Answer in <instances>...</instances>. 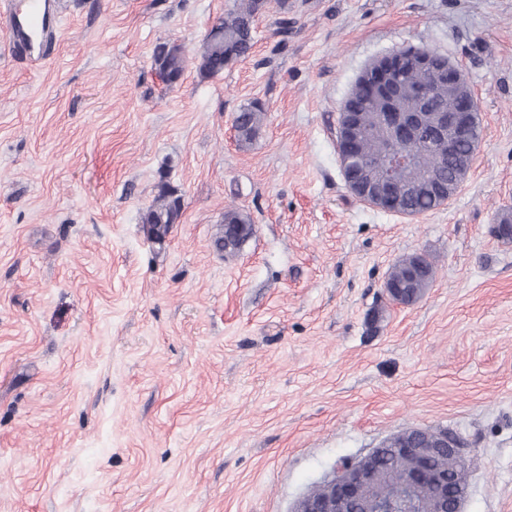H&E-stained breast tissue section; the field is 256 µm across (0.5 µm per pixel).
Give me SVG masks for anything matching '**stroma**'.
<instances>
[{
  "label": "stroma",
  "mask_w": 512,
  "mask_h": 512,
  "mask_svg": "<svg viewBox=\"0 0 512 512\" xmlns=\"http://www.w3.org/2000/svg\"><path fill=\"white\" fill-rule=\"evenodd\" d=\"M60 2L41 65L0 25V512H292L409 427L467 441L463 512H512V0H267L249 56L173 86L156 47L193 57L235 0ZM408 44L461 66L484 126L415 217L355 199L336 152L352 84ZM163 175L183 212L157 244ZM230 208L255 228L233 258ZM413 252L435 279L401 307ZM264 109L251 103L236 112L233 118V127L236 130L238 141L250 144L258 136L262 126ZM240 226L243 228L245 226H249L251 231L253 230V223L250 216L239 210V209H228L224 212V220L222 224L219 225L218 232L214 237V247L218 252H227L225 256L232 257L237 252V250L233 248H229L227 250L224 249V237L234 232ZM421 263L422 271L416 272L417 265ZM414 272L416 275L414 276ZM434 266L425 257L419 262L416 254H409L400 259L392 268L388 275L387 280L394 283H401L409 279L417 277L414 281L415 288L422 289V291L428 287L430 282L433 280Z\"/></svg>",
  "instance_id": "1"
}]
</instances>
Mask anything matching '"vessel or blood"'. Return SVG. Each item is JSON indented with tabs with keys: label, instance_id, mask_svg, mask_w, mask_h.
Listing matches in <instances>:
<instances>
[{
	"label": "vessel or blood",
	"instance_id": "1",
	"mask_svg": "<svg viewBox=\"0 0 512 512\" xmlns=\"http://www.w3.org/2000/svg\"><path fill=\"white\" fill-rule=\"evenodd\" d=\"M0 17L13 48L32 62L47 58L59 32L58 0H0Z\"/></svg>",
	"mask_w": 512,
	"mask_h": 512
}]
</instances>
